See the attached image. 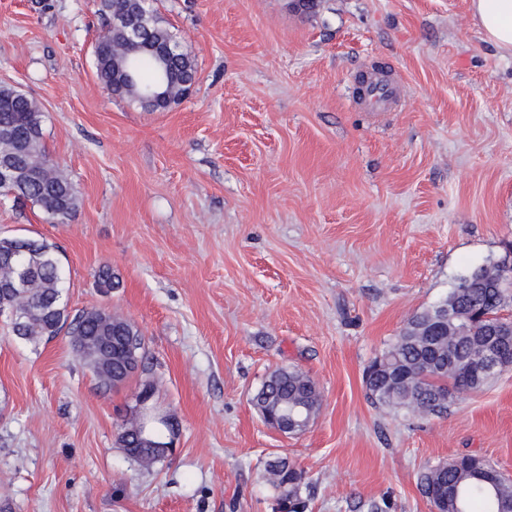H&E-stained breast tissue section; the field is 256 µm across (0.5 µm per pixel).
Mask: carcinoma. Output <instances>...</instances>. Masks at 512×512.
<instances>
[{
    "label": "carcinoma",
    "mask_w": 512,
    "mask_h": 512,
    "mask_svg": "<svg viewBox=\"0 0 512 512\" xmlns=\"http://www.w3.org/2000/svg\"><path fill=\"white\" fill-rule=\"evenodd\" d=\"M100 11L110 22L95 44L94 61L108 91L136 100L140 88L165 79L168 102L182 101L187 82L195 75L194 60L163 24L153 3L100 0ZM125 18L140 23L142 38L129 39ZM42 117L32 99L0 86V166L10 163L25 175L9 185L0 181V195L29 200L62 222L75 211L77 195L48 155ZM478 270V277L471 270L459 276L445 298L415 313L369 365L365 386L374 402L441 416L448 412L453 392L479 390L500 373L486 369L484 355L495 343H512V320L499 315L509 293L503 280L512 281V268L489 262ZM0 307L16 309L10 328L22 339L35 342L63 331L72 336L80 359L107 387L126 366L143 359V336L130 321L101 309L68 319L56 246L46 241L0 237ZM253 405L265 421L284 407L304 421L318 412L320 394L301 371L280 368L265 380ZM119 442L129 457L146 465L167 452L140 447L131 422ZM268 471L277 489L288 490L281 499L290 502L292 512H304L306 503L299 492L303 473L284 459L268 463ZM419 484L441 494L458 488L459 498L450 497L443 505L446 512H512V481L476 455L457 458L450 469L428 467Z\"/></svg>",
    "instance_id": "1"
}]
</instances>
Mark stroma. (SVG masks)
Masks as SVG:
<instances>
[{
	"label": "stroma",
	"mask_w": 512,
	"mask_h": 512,
	"mask_svg": "<svg viewBox=\"0 0 512 512\" xmlns=\"http://www.w3.org/2000/svg\"><path fill=\"white\" fill-rule=\"evenodd\" d=\"M156 8L196 68L165 112L100 83L99 0H0V85L38 103L78 196L62 224L0 196V236L56 245L68 316L107 308L145 342L112 389L67 334L30 342L0 316V512H278V459L303 471L305 512H432L420 473L466 454L512 480V367L439 417L364 384L457 277L512 265V56L470 0ZM375 66L404 90L395 111L354 107ZM288 366L321 396L298 434L252 404ZM147 380L173 443L148 468L118 442Z\"/></svg>",
	"instance_id": "1"
}]
</instances>
